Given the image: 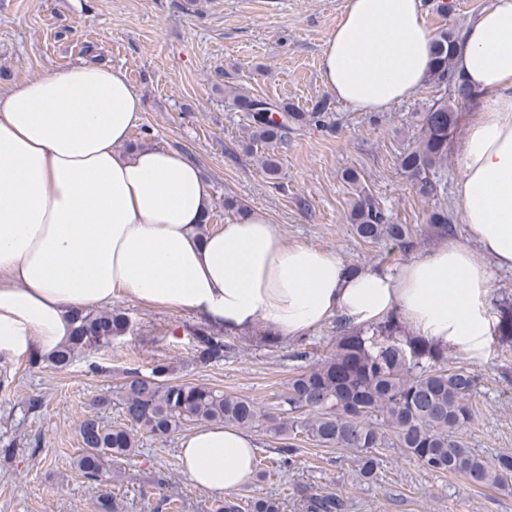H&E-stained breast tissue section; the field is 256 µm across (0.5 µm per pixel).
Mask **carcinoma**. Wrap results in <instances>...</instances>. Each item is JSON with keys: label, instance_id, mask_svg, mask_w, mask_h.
<instances>
[{"label": "carcinoma", "instance_id": "carcinoma-1", "mask_svg": "<svg viewBox=\"0 0 512 512\" xmlns=\"http://www.w3.org/2000/svg\"><path fill=\"white\" fill-rule=\"evenodd\" d=\"M456 40L451 29L435 35L428 83L440 96L417 114L415 145L400 156L402 170L424 197L438 195L435 169L448 160L456 105L470 103L473 96L454 70ZM224 98L245 113L250 145L260 147L253 154L271 179L278 178L277 151L288 141V132L336 130L335 113L325 99L300 112L229 85ZM348 219L363 242L384 241L403 255L431 235L448 237L453 228L444 208L429 215L426 232L396 224L364 189L355 190ZM497 311L494 337L502 344L512 343V299L500 300ZM131 328V320L120 310L79 313L71 338L47 362L65 369L85 349L108 343ZM188 334L193 360L200 366L219 362L235 349V344L204 323L189 327ZM171 375V365L162 360L146 372L137 368L126 372L114 391L123 423L106 426L94 415L80 421L81 453L75 466L85 481L99 487L97 512H117L109 490L111 463L136 456L139 434L167 438L198 423L251 429L265 422L266 432L278 441V457L270 464L281 473L294 463L298 441L307 439L322 448L361 453L357 476L363 483L377 481L378 454L384 448H398L424 469L460 476L474 487L505 490L512 483V453L499 454L489 462L465 445L464 435L475 418L478 375L463 367H448V348L413 335L396 310L367 327L340 331L327 355L304 365L289 381L273 412L261 411L249 398L202 383L179 382ZM297 494L305 512H346L348 508L339 494L321 495L306 488ZM211 512H280V504L273 498L244 500L231 493L216 501Z\"/></svg>", "mask_w": 512, "mask_h": 512}]
</instances>
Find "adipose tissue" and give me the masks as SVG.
<instances>
[{
	"instance_id": "1",
	"label": "adipose tissue",
	"mask_w": 512,
	"mask_h": 512,
	"mask_svg": "<svg viewBox=\"0 0 512 512\" xmlns=\"http://www.w3.org/2000/svg\"><path fill=\"white\" fill-rule=\"evenodd\" d=\"M432 41L420 0H348L324 43L323 82L356 111H385L425 84ZM454 65L477 107L455 186L469 239L354 270L287 244L259 211L204 230L210 189L197 163L128 147L144 103L120 68L79 62L0 92V355L52 353L76 314L128 297L230 336L262 323L284 340L396 310L415 335L482 358L493 271L512 269V0L466 26ZM254 449L249 432L205 424L182 439L180 466L221 496L251 481Z\"/></svg>"
}]
</instances>
